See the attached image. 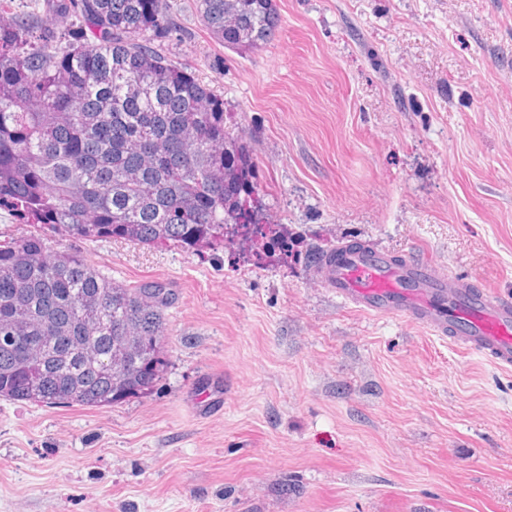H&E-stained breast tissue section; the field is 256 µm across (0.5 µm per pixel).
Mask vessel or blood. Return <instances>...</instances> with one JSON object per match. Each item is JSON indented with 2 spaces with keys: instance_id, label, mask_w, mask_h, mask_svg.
<instances>
[{
  "instance_id": "1",
  "label": "vessel or blood",
  "mask_w": 512,
  "mask_h": 512,
  "mask_svg": "<svg viewBox=\"0 0 512 512\" xmlns=\"http://www.w3.org/2000/svg\"><path fill=\"white\" fill-rule=\"evenodd\" d=\"M327 287L358 311L399 315L502 370L512 368V301L448 277L432 262H395L379 248L344 250L324 272Z\"/></svg>"
}]
</instances>
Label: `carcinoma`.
Instances as JSON below:
<instances>
[{"label": "carcinoma", "mask_w": 512, "mask_h": 512, "mask_svg": "<svg viewBox=\"0 0 512 512\" xmlns=\"http://www.w3.org/2000/svg\"><path fill=\"white\" fill-rule=\"evenodd\" d=\"M0 0V210L82 240L120 238L186 251L246 242L292 250L260 193L224 99L168 52L181 28L166 0ZM224 46L264 48L275 0H196ZM338 244L314 247L313 265ZM173 289L130 287L40 234L0 244V397L45 406H110L164 372Z\"/></svg>", "instance_id": "carcinoma-1"}]
</instances>
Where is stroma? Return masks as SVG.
I'll list each match as a JSON object with an SVG mask.
<instances>
[{
	"mask_svg": "<svg viewBox=\"0 0 512 512\" xmlns=\"http://www.w3.org/2000/svg\"><path fill=\"white\" fill-rule=\"evenodd\" d=\"M264 49L167 0L176 61L224 100L280 263L63 239L160 281L168 368L105 407L0 398V512H512V370L320 282L358 239L512 296V0H276Z\"/></svg>",
	"mask_w": 512,
	"mask_h": 512,
	"instance_id": "obj_1",
	"label": "stroma"
}]
</instances>
